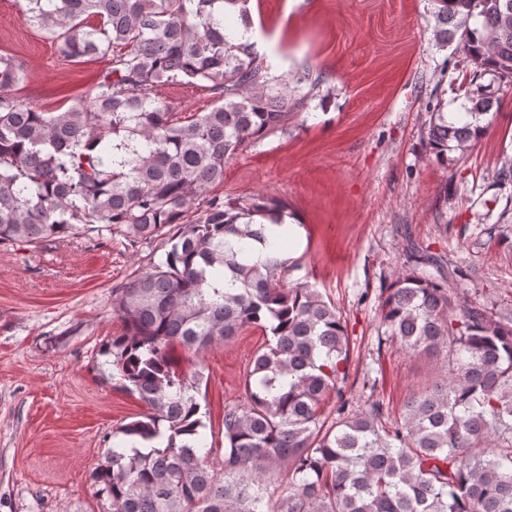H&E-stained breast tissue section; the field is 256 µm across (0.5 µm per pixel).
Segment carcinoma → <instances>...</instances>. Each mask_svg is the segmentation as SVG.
I'll use <instances>...</instances> for the list:
<instances>
[{"label": "carcinoma", "instance_id": "1", "mask_svg": "<svg viewBox=\"0 0 512 512\" xmlns=\"http://www.w3.org/2000/svg\"><path fill=\"white\" fill-rule=\"evenodd\" d=\"M251 0H23L28 20L69 60L108 58L79 104L42 112L12 94L23 65L0 54V247L119 235L160 238L162 257L115 290L123 331L103 354L145 411L92 472L109 512H512V318L458 303L443 282L398 275L381 304L384 335L409 352L448 345V372L404 404L388 429L379 408L348 415L349 337L311 285L286 288L288 206L264 194L208 195L224 165L306 105L310 73L270 75L257 57ZM437 45L474 65L465 112L431 113L442 160L472 147L512 87V0H435ZM491 76L489 83L482 82ZM213 99L182 117L161 89ZM270 332L243 401L224 411V455L211 458L195 354L246 328ZM336 393L338 418L321 419ZM286 483L276 500L270 487Z\"/></svg>", "mask_w": 512, "mask_h": 512}]
</instances>
